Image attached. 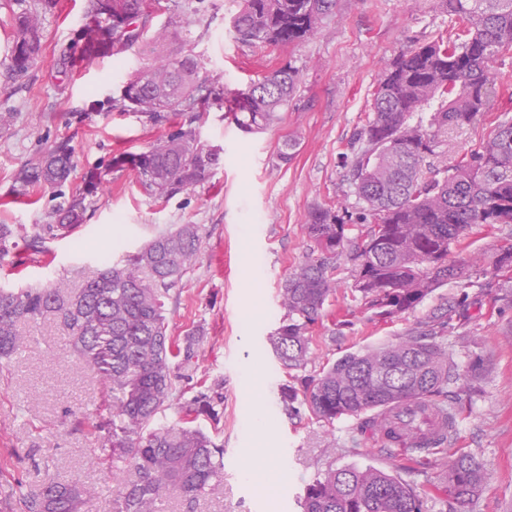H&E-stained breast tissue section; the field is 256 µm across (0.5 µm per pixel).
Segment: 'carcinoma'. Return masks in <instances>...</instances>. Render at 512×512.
<instances>
[{
    "label": "carcinoma",
    "mask_w": 512,
    "mask_h": 512,
    "mask_svg": "<svg viewBox=\"0 0 512 512\" xmlns=\"http://www.w3.org/2000/svg\"><path fill=\"white\" fill-rule=\"evenodd\" d=\"M125 5V27L112 28L107 14ZM338 0H240L231 28L245 45L289 47L314 37L336 13ZM450 24L433 40L399 53L378 80L372 118L359 131L350 178L358 216L341 207L317 205L303 233L304 261L281 283L284 315L271 337L273 351L288 371L310 358L312 327L336 296V273L351 272L352 300L385 319L403 314L450 280L469 277L451 259L477 224H512V122L501 123L481 149L453 163L441 159L448 128L474 123L490 107L494 63L512 48V0H444ZM159 0H89L82 13L80 58L71 68L99 57L149 47L150 62L135 70L112 109L138 112L152 125L181 121L130 162L143 190L160 202L192 188L219 165V152L201 143L199 113L226 107L246 132L265 130L280 119L299 91L300 70L291 65L266 72L243 91L230 92L206 75L190 40L169 48L166 30L149 34ZM11 67L28 70L41 50L39 8L12 21ZM73 171L68 147L56 146L16 176L18 194L31 187L59 188ZM93 177L54 210L50 224H0V262L25 266L15 251L47 252L50 239L67 238L82 226ZM202 240L198 224H180L154 235L139 250L90 270L82 286H0V359L24 345L18 321L45 315L57 319L69 345L109 383L112 418L107 444L112 473L124 483L115 512H160L169 495L192 505L224 480V445L192 426L196 416H219L214 391L205 388L180 407V418L156 424L178 397L175 361L197 355V336L178 344L168 334L166 300L194 266ZM447 313L434 327L396 343L349 353L308 381L303 392L279 390L282 408L300 407L333 423L408 402H439L443 388L460 380L440 341ZM441 475L449 510L473 499L485 481L483 466L469 455L442 458ZM91 491L77 480L53 477L20 498L25 512H82ZM303 512H422V501L399 476L374 467L329 469L309 482Z\"/></svg>",
    "instance_id": "obj_1"
}]
</instances>
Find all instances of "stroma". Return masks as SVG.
I'll return each mask as SVG.
<instances>
[{
  "mask_svg": "<svg viewBox=\"0 0 512 512\" xmlns=\"http://www.w3.org/2000/svg\"><path fill=\"white\" fill-rule=\"evenodd\" d=\"M82 2L0 0V113L11 116L9 128L0 129V224L49 223L60 192H39L37 203H29L15 194L14 176L59 142L68 143L74 167L62 192L82 187L88 172L100 177L78 233L85 250L74 251L68 238L48 241L46 264L15 275L0 269V285L27 288L61 279L74 289L89 267L139 248L157 232L201 225L197 261L172 291L169 332L182 338L194 328L203 331L195 359L175 374L188 398L200 380L217 386L219 424L204 416L196 424L218 430L224 442V481L193 508L170 499L164 512H301L306 484L329 468L348 466L401 476L415 487L423 512H446L439 452H423L411 464L392 461L367 416L328 425L305 410L288 415L278 398L281 385L302 387L348 353L426 330L441 308L451 315L442 341L462 376L443 396L458 416L447 450L474 456L486 473L479 495L462 512H512V303L499 299L503 279L493 269L501 248L512 244V224L475 226L454 254L469 266L470 278L448 282L387 321L372 319L347 297L351 277L342 270L335 301L311 330L312 360L305 369H283L268 341L284 314L281 283L306 254L308 212L332 203L357 209L349 161L371 115L373 88L401 50L446 30L441 0H340L314 38L285 48L234 39L230 21L238 0H184L177 10L161 0L153 26L191 30L208 76L227 88H246L287 64L302 75L279 122L263 132L242 131L224 109L201 113V141L220 148L221 163L165 204L141 191L134 172L112 165L113 156L144 151L168 131L112 108L142 54L100 57L73 72L63 65L81 47ZM33 3L43 18L41 51L17 75L9 68L11 18ZM495 70L488 112L473 125L449 130L443 146L449 160L480 149L501 122L512 121V49L499 55ZM289 140L296 141V153L284 164L278 153ZM17 328L28 337L27 347L0 361V512H9L6 502L18 485L35 486L50 476L92 488L87 512H113L121 485L104 445L111 416L104 379L69 351L53 318ZM264 448L275 449L276 465L263 494L245 474L262 467Z\"/></svg>",
  "mask_w": 512,
  "mask_h": 512,
  "instance_id": "obj_1",
  "label": "stroma"
}]
</instances>
